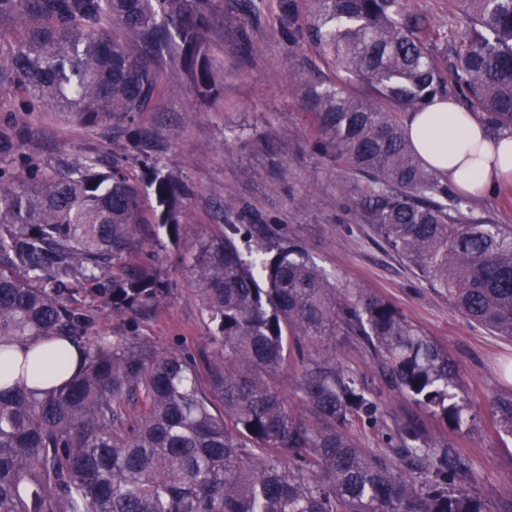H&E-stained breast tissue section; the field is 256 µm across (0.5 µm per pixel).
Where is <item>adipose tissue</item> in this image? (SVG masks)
<instances>
[{
	"label": "adipose tissue",
	"instance_id": "obj_1",
	"mask_svg": "<svg viewBox=\"0 0 512 512\" xmlns=\"http://www.w3.org/2000/svg\"><path fill=\"white\" fill-rule=\"evenodd\" d=\"M405 128L430 169L460 191L479 196L496 182L512 181V135L486 139L481 121L451 100L409 115ZM82 353L62 339L13 341L0 346V388L12 385L19 366L42 392L63 387L81 369Z\"/></svg>",
	"mask_w": 512,
	"mask_h": 512
}]
</instances>
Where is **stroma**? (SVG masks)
Wrapping results in <instances>:
<instances>
[{
    "mask_svg": "<svg viewBox=\"0 0 512 512\" xmlns=\"http://www.w3.org/2000/svg\"><path fill=\"white\" fill-rule=\"evenodd\" d=\"M214 5L219 22L210 48L224 73L223 95L197 100L179 62L165 60L162 92L151 111L139 117L146 137L112 121L85 127L54 113L29 117L0 110V135L13 126L26 127L21 150L41 166L54 169L99 156L133 166L145 182L149 176L137 162L148 157L188 184L189 222L180 242L159 252L171 291L154 315H113L93 283L84 280L73 283L70 305L93 314L88 334L106 342L144 336L161 348L196 349L205 344L208 329L182 254L228 224L280 225L339 287L380 295L447 349L459 369L461 395L485 420L454 437L476 475L472 488L488 500L512 502V438L486 423L494 400L512 391V380L500 372L503 362H512V341L469 324L440 289L378 247L344 207L352 174L316 150L314 119L296 89L316 71L308 49L281 33L275 0H266L258 17L244 0H214ZM467 202L474 214L512 224V183ZM336 349L343 364L373 390L385 418L408 412L406 401L386 388L357 344L340 336Z\"/></svg>",
    "mask_w": 512,
    "mask_h": 512,
    "instance_id": "obj_1",
    "label": "stroma"
}]
</instances>
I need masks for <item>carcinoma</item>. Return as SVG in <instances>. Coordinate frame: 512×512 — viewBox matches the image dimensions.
I'll use <instances>...</instances> for the list:
<instances>
[{
  "label": "carcinoma",
  "mask_w": 512,
  "mask_h": 512,
  "mask_svg": "<svg viewBox=\"0 0 512 512\" xmlns=\"http://www.w3.org/2000/svg\"><path fill=\"white\" fill-rule=\"evenodd\" d=\"M279 0L288 39L333 71L299 83L317 150L355 176L344 205L372 240L442 288L465 318L512 339V225L477 216L421 161L401 114L454 95L486 136L512 134V0H452L462 34L452 84L439 29L406 0ZM212 0H0V100L91 127L134 123L180 60L195 96H219ZM353 82L370 88L357 98ZM156 205L125 164L0 167V343L85 342L93 317L65 287L94 281L116 315H152L169 292L155 248L177 244L188 185L145 163ZM138 247L146 260L129 263ZM207 344L98 342L62 389L19 378L0 393V512H497L468 460L424 419L458 432L481 417L455 392L448 351L395 305L338 288L271 224H226L183 258ZM367 350L416 409L389 427L336 352ZM296 372L295 398L278 381ZM512 436V395L492 409ZM377 431L362 445L354 429Z\"/></svg>",
  "instance_id": "carcinoma-1"
}]
</instances>
